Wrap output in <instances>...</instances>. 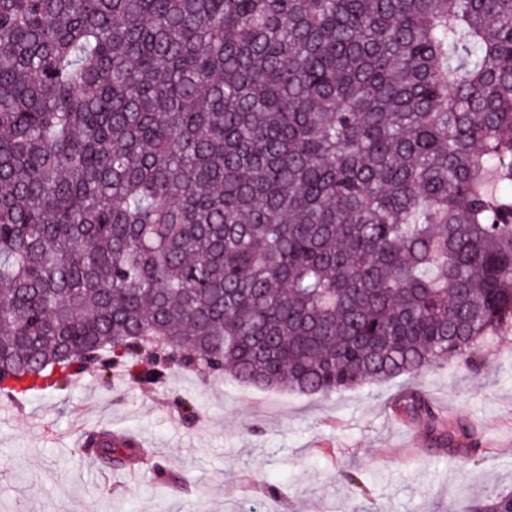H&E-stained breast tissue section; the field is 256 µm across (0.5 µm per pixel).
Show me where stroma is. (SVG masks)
<instances>
[{
  "mask_svg": "<svg viewBox=\"0 0 512 512\" xmlns=\"http://www.w3.org/2000/svg\"><path fill=\"white\" fill-rule=\"evenodd\" d=\"M478 369L459 360L328 397L262 390L171 368L147 385L89 374L0 407V512H460L512 491V335ZM425 392L453 428L482 437L458 453L396 417L397 398ZM196 407L184 418L182 402ZM143 446L121 469L98 465L85 432ZM157 462L172 482L153 478ZM360 479L352 488L340 471Z\"/></svg>",
  "mask_w": 512,
  "mask_h": 512,
  "instance_id": "35a3bbf8",
  "label": "stroma"
}]
</instances>
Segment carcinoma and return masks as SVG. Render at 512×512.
I'll return each mask as SVG.
<instances>
[{"instance_id":"cac0c4a2","label":"carcinoma","mask_w":512,"mask_h":512,"mask_svg":"<svg viewBox=\"0 0 512 512\" xmlns=\"http://www.w3.org/2000/svg\"><path fill=\"white\" fill-rule=\"evenodd\" d=\"M505 332L512 0H0V398L189 355L329 396Z\"/></svg>"}]
</instances>
